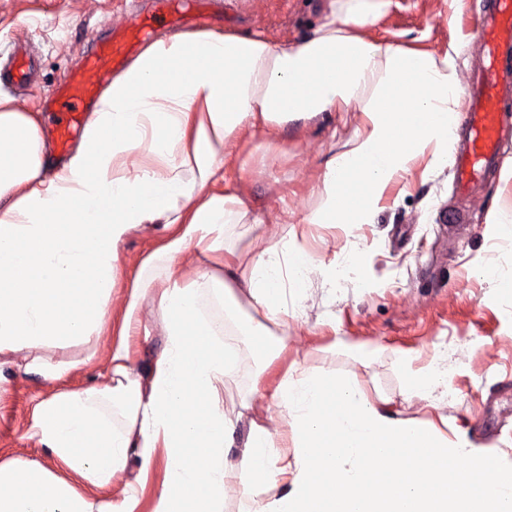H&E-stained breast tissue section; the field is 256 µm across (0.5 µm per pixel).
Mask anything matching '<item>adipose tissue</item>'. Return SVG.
<instances>
[{"mask_svg":"<svg viewBox=\"0 0 512 512\" xmlns=\"http://www.w3.org/2000/svg\"><path fill=\"white\" fill-rule=\"evenodd\" d=\"M393 0H330L307 37L279 44L261 33L200 29L163 33L102 91L79 143L56 159L38 116L0 95V394L16 371L64 379L76 365L39 356L45 346L100 335L122 275L120 245L163 226L123 301L111 383L43 400L33 426L65 468L0 462V512H133L112 501L129 462L149 466L163 451L168 477L154 512H224L233 494L254 495L253 512H512V469L451 441L431 423L402 418L371 401L348 376L263 373L284 345L270 328L287 311V287L303 288L321 268L276 240L238 274L224 245L229 224L262 225L229 175L243 154L288 125L352 112L344 151L315 179L306 224H364L386 187L420 157L448 167L452 116L463 97L458 45L436 54L374 34ZM191 280L175 272L186 253ZM224 295L262 372L253 391L290 417L268 427L249 405V431L234 445L220 390L233 360L204 295ZM153 298L165 348L151 365L130 358L128 339Z\"/></svg>","mask_w":512,"mask_h":512,"instance_id":"ef3b65f1","label":"adipose tissue"}]
</instances>
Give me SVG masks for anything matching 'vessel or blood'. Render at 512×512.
<instances>
[{"mask_svg": "<svg viewBox=\"0 0 512 512\" xmlns=\"http://www.w3.org/2000/svg\"><path fill=\"white\" fill-rule=\"evenodd\" d=\"M485 62L466 90L467 107L456 118L462 139L452 150L457 187L466 190L480 175L499 164V138L512 124V113L503 109L506 91L512 87V0H486L475 21ZM132 49L124 37L116 38L110 50L92 53L82 71L73 73L51 105L60 115L59 140L79 127L85 103L95 93L101 71L120 65Z\"/></svg>", "mask_w": 512, "mask_h": 512, "instance_id": "vessel-or-blood-1", "label": "vessel or blood"}]
</instances>
